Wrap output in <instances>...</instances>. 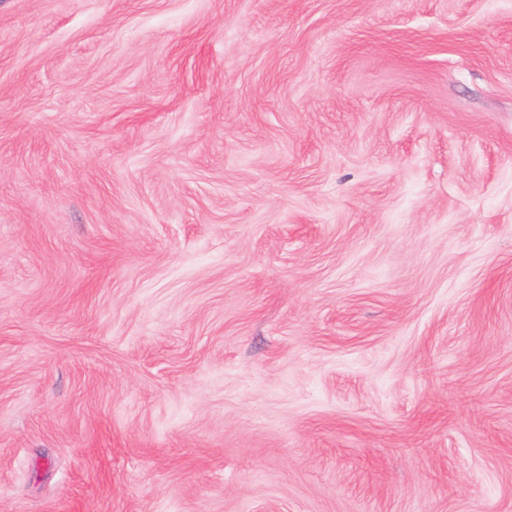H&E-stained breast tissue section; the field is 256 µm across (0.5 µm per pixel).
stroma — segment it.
Returning a JSON list of instances; mask_svg holds the SVG:
<instances>
[{"mask_svg":"<svg viewBox=\"0 0 512 512\" xmlns=\"http://www.w3.org/2000/svg\"><path fill=\"white\" fill-rule=\"evenodd\" d=\"M0 512H512V0H0Z\"/></svg>","mask_w":512,"mask_h":512,"instance_id":"stroma-1","label":"stroma"}]
</instances>
